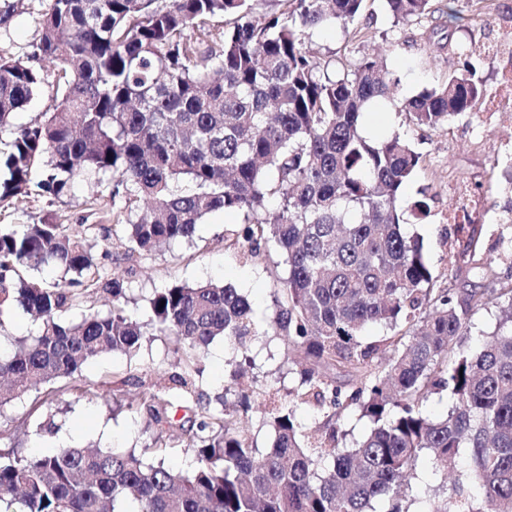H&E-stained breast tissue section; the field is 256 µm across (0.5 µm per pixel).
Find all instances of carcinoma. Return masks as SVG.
I'll return each instance as SVG.
<instances>
[{
    "mask_svg": "<svg viewBox=\"0 0 512 512\" xmlns=\"http://www.w3.org/2000/svg\"><path fill=\"white\" fill-rule=\"evenodd\" d=\"M251 19V0H50L33 57L61 65L52 111L15 132L0 151V203L66 195L74 179L118 178L112 207L137 219L112 225L124 260L191 240L217 211L243 216L224 237L246 259L277 252L268 327L283 337L296 385L263 419L274 438L258 445L247 426L250 397L271 391L245 379L259 336L237 289L213 282L154 293L151 318L126 312L123 281L105 279L92 246L66 224L40 219L0 225V317L18 308L37 330L0 350V406L74 378L98 356H136L146 336L173 343L172 392H139L137 409L160 426L153 462L134 448L64 445L45 455L0 448V512H411L406 489L432 460L434 495L417 512H512V280L470 237L464 256L493 284L465 296L443 286L423 245L401 230L403 215L431 213L426 192L406 184L422 162L398 134L373 139L363 119L399 80L366 56L336 65L304 47L310 31L357 36L365 0H271ZM400 21L432 12V0H383ZM232 26L206 31V19ZM190 28L199 29L195 35ZM40 82L27 61L0 57V129ZM489 90L466 61L447 82L403 101L399 111L436 128L472 112ZM41 168L43 179L31 185ZM54 265L59 281L28 271ZM112 297L106 313H64L91 294ZM496 309L491 334L474 316ZM383 329L366 342L364 332ZM218 337L234 346L236 400L215 411L196 379ZM448 392L446 414L426 410ZM315 404L322 421L298 422ZM185 416L174 425L178 411ZM371 423L353 446L337 421ZM178 430H172V427ZM198 451L186 471L166 463L169 445Z\"/></svg>",
    "mask_w": 512,
    "mask_h": 512,
    "instance_id": "obj_1",
    "label": "carcinoma"
}]
</instances>
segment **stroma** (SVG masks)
I'll return each mask as SVG.
<instances>
[{
	"label": "stroma",
	"instance_id": "1",
	"mask_svg": "<svg viewBox=\"0 0 512 512\" xmlns=\"http://www.w3.org/2000/svg\"><path fill=\"white\" fill-rule=\"evenodd\" d=\"M14 10L0 25V56L24 58L33 51L39 37L40 21L49 0H12ZM512 13V0H485L482 9L457 26L448 17V0H434V11L419 21L394 23L380 0H365L358 20L364 38L347 40L336 28L312 35L310 46L320 57L355 60L366 55L383 57L400 79L397 97H410L423 89L445 82L461 65L458 49L486 38V13ZM35 67L41 83L31 101L14 113L9 127L0 129V140L9 141L13 128L29 124L48 111L62 92L60 68L39 60ZM372 135L394 132L409 139L423 158L420 168L405 189L406 196L419 191L431 195V213L423 220L408 219L403 230L421 239L425 255L435 270L451 269L453 285L459 293L480 286L481 281L464 260L468 241L466 226L476 229L483 251L495 259L501 273L512 274V254L500 244L501 217L512 215V190L505 188V174L512 171V123L493 119L483 132L472 129L471 118H463L437 128L409 122L393 104L367 116ZM482 187L491 200L484 211L455 215L449 178ZM113 176L100 183L76 180L70 192L58 199L31 195L0 205V225L27 224L49 218L60 224L112 226ZM233 212L208 215L197 227L193 242L163 246L134 262L106 259L112 248L111 235L98 233L95 250L103 254L101 273L124 282L128 312L139 319L149 314V300L156 290L176 283L192 284L212 280L229 284L246 295L259 320H267L273 306L275 276L280 269L276 252H261L258 259L240 261L224 246V231L240 224ZM171 341L163 336L143 340L137 367H129L125 356L104 354L90 362L77 379L56 381L58 390L46 402L24 396L0 410V429L24 453H49L62 445L144 449L153 441L156 427L150 417L136 411L138 385L128 384L129 376L139 377L167 391L173 371ZM253 374L258 385L286 396L294 383L283 341L275 336L260 337L252 346ZM231 354L223 339H216L205 357L206 370L197 387L207 396L223 392L229 385Z\"/></svg>",
	"mask_w": 512,
	"mask_h": 512
}]
</instances>
